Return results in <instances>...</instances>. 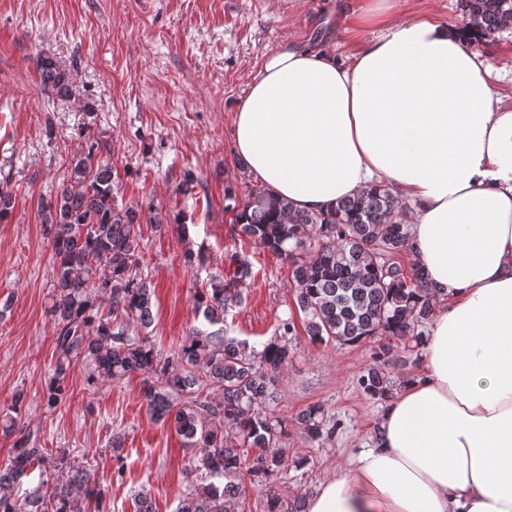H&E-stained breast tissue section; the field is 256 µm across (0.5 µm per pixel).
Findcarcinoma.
Returning a JSON list of instances; mask_svg holds the SVG:
<instances>
[{
    "mask_svg": "<svg viewBox=\"0 0 512 512\" xmlns=\"http://www.w3.org/2000/svg\"><path fill=\"white\" fill-rule=\"evenodd\" d=\"M460 3L471 30L493 35L512 28V0ZM36 69L43 89L76 99L71 72L48 56L37 59ZM97 150L92 143L75 156L56 195L37 204L55 265L48 314L56 358L45 389L47 408L65 400L70 370L80 362L92 366L91 386L147 372L143 396L150 419L199 450L198 466L208 473V481L190 485L175 512H227V505L243 500L248 484L267 486L260 512H305L303 494L290 496L270 486L288 464L279 378L296 358L294 317L281 320L279 334L260 350L220 327L244 303L241 286L254 278L252 264L234 253L224 272L196 295L197 309L218 329L192 332L166 356L150 336H128L125 318L150 326L154 290L133 273L140 213L115 204L114 171ZM13 207V191L0 181V224ZM406 209L403 198L378 182L316 213L298 210L262 187L251 189L235 210L242 235L288 261L294 307L311 343L358 346L380 338L358 379L362 392L380 404L409 380L425 324L442 302L421 268L399 261L408 239ZM97 293L108 296V312L96 306ZM297 424L313 442L336 431L320 404L302 410ZM48 456V449L18 438L9 463L0 467V512H80L82 495L94 498L95 512H110L84 463L70 456L50 462ZM47 461L46 479L24 497L15 496L14 486L29 468Z\"/></svg>",
    "mask_w": 512,
    "mask_h": 512,
    "instance_id": "cac0c4a2",
    "label": "carcinoma"
}]
</instances>
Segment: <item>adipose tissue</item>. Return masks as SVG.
<instances>
[{"instance_id": "ef3b65f1", "label": "adipose tissue", "mask_w": 512, "mask_h": 512, "mask_svg": "<svg viewBox=\"0 0 512 512\" xmlns=\"http://www.w3.org/2000/svg\"><path fill=\"white\" fill-rule=\"evenodd\" d=\"M374 39L341 63L294 44L263 61L233 114L237 157L318 211L375 182L417 206L407 253L445 303L422 372L306 512H512V105L487 59L433 16L360 0Z\"/></svg>"}]
</instances>
